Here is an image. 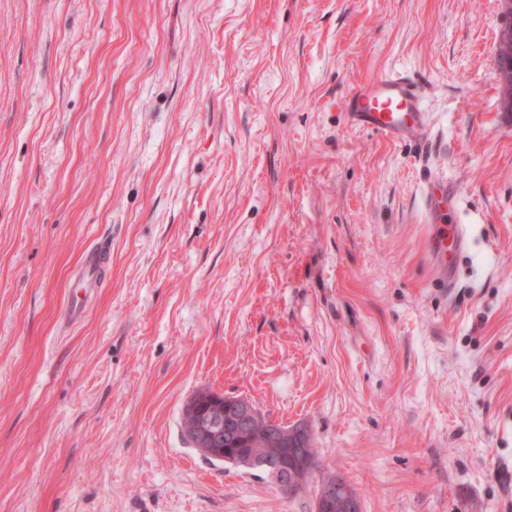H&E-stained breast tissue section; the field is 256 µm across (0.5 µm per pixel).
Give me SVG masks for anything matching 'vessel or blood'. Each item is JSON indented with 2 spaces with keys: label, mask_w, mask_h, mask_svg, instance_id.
I'll use <instances>...</instances> for the list:
<instances>
[{
  "label": "vessel or blood",
  "mask_w": 512,
  "mask_h": 512,
  "mask_svg": "<svg viewBox=\"0 0 512 512\" xmlns=\"http://www.w3.org/2000/svg\"><path fill=\"white\" fill-rule=\"evenodd\" d=\"M344 113L350 125L389 141L424 142L429 114L420 85L408 73L394 70L348 90ZM466 225H433L425 246L427 261L435 268L442 287L456 285V259L468 247ZM108 259L105 247L87 251L71 280L79 289L97 287Z\"/></svg>",
  "instance_id": "obj_1"
}]
</instances>
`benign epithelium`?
<instances>
[{
	"label": "benign epithelium",
	"instance_id": "obj_1",
	"mask_svg": "<svg viewBox=\"0 0 512 512\" xmlns=\"http://www.w3.org/2000/svg\"><path fill=\"white\" fill-rule=\"evenodd\" d=\"M192 440L211 459L258 471L293 494L304 490L312 471L307 450L312 447L303 424L285 426L268 419L250 399L201 391L188 401ZM238 448L229 450L225 442ZM288 449L290 465L274 467L254 452L258 445ZM315 512H361L360 501L339 474L321 476L315 491Z\"/></svg>",
	"mask_w": 512,
	"mask_h": 512
}]
</instances>
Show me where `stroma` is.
I'll list each match as a JSON object with an SVG mask.
<instances>
[{
	"label": "stroma",
	"instance_id": "stroma-1",
	"mask_svg": "<svg viewBox=\"0 0 512 512\" xmlns=\"http://www.w3.org/2000/svg\"><path fill=\"white\" fill-rule=\"evenodd\" d=\"M499 0H0V512H314L205 459L200 390L305 424L361 512H512ZM391 69L418 146L347 123ZM452 182L469 248L424 259ZM107 245L84 321L61 313ZM108 259L105 247L100 246L87 251L74 270L71 280L74 286L84 290L86 296L88 289L98 287L103 268Z\"/></svg>",
	"mask_w": 512,
	"mask_h": 512
}]
</instances>
